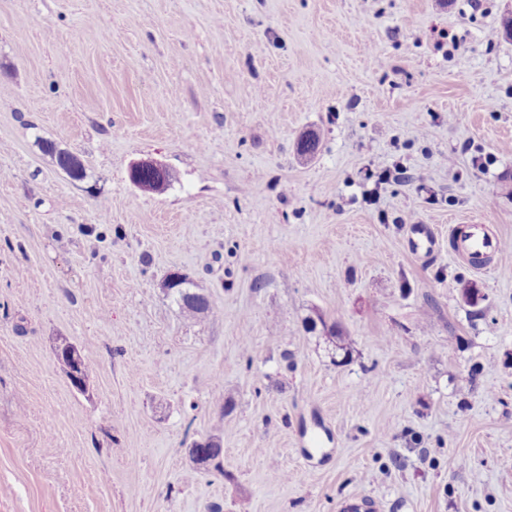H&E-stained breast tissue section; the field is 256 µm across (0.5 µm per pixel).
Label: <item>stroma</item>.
<instances>
[{"instance_id":"1","label":"stroma","mask_w":512,"mask_h":512,"mask_svg":"<svg viewBox=\"0 0 512 512\" xmlns=\"http://www.w3.org/2000/svg\"><path fill=\"white\" fill-rule=\"evenodd\" d=\"M510 15L0 0V512H512ZM144 159L164 192L130 182ZM470 220L506 245L482 272L454 254ZM219 424L224 470L197 468ZM151 169L155 173H157L162 179L168 175V168L163 165L161 162L147 159L140 160L131 165L129 169V179L130 181L140 190V183L137 179V174L144 170ZM149 170H145L139 174V179L142 181L144 188L151 193H161L164 192L170 184L169 181H160L155 173ZM409 241L416 252L427 254L433 251L436 237L433 230L426 224H412Z\"/></svg>"}]
</instances>
